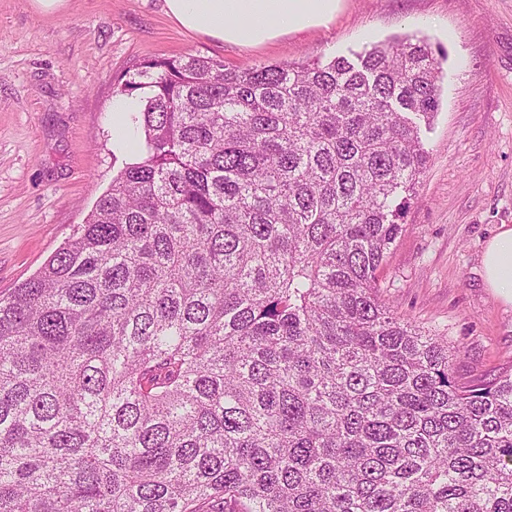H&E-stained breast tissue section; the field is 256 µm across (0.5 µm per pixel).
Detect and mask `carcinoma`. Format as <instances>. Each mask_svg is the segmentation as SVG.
Segmentation results:
<instances>
[{"instance_id": "obj_1", "label": "carcinoma", "mask_w": 512, "mask_h": 512, "mask_svg": "<svg viewBox=\"0 0 512 512\" xmlns=\"http://www.w3.org/2000/svg\"><path fill=\"white\" fill-rule=\"evenodd\" d=\"M441 78L406 35L124 80L139 157L0 299V512H512V373L377 295Z\"/></svg>"}]
</instances>
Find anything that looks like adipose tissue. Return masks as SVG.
<instances>
[{"instance_id": "1", "label": "adipose tissue", "mask_w": 512, "mask_h": 512, "mask_svg": "<svg viewBox=\"0 0 512 512\" xmlns=\"http://www.w3.org/2000/svg\"><path fill=\"white\" fill-rule=\"evenodd\" d=\"M339 0H165L181 26L223 41L255 45L292 31L323 24ZM485 279L512 304V226H502L484 252Z\"/></svg>"}]
</instances>
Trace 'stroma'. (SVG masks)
<instances>
[{
  "label": "stroma",
  "mask_w": 512,
  "mask_h": 512,
  "mask_svg": "<svg viewBox=\"0 0 512 512\" xmlns=\"http://www.w3.org/2000/svg\"><path fill=\"white\" fill-rule=\"evenodd\" d=\"M417 34L441 60L439 110L421 137L426 173L379 273L382 299L455 351L469 383L512 368V305L482 255L512 225V0H340L325 25L260 46L183 28L165 0H68L59 15L0 0V298L74 234L132 157L112 146V108L145 60L261 63L354 57Z\"/></svg>",
  "instance_id": "1"
}]
</instances>
